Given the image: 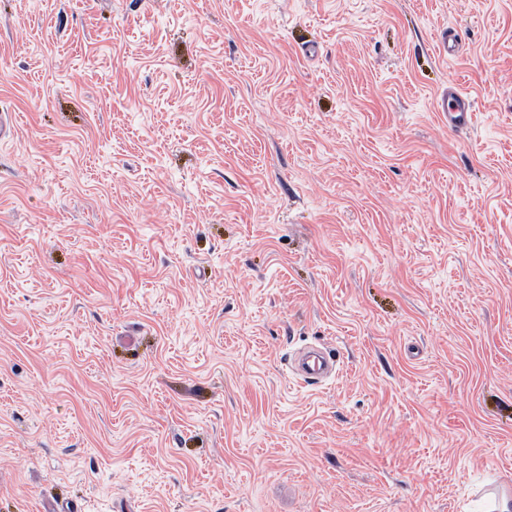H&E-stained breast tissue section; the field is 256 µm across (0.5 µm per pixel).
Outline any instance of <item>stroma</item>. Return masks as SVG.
<instances>
[{"label":"stroma","instance_id":"stroma-1","mask_svg":"<svg viewBox=\"0 0 512 512\" xmlns=\"http://www.w3.org/2000/svg\"><path fill=\"white\" fill-rule=\"evenodd\" d=\"M1 112L0 512L512 491V0H0ZM434 109L444 118H448V123L454 127H468L473 120L472 101L459 90L437 97Z\"/></svg>","mask_w":512,"mask_h":512}]
</instances>
